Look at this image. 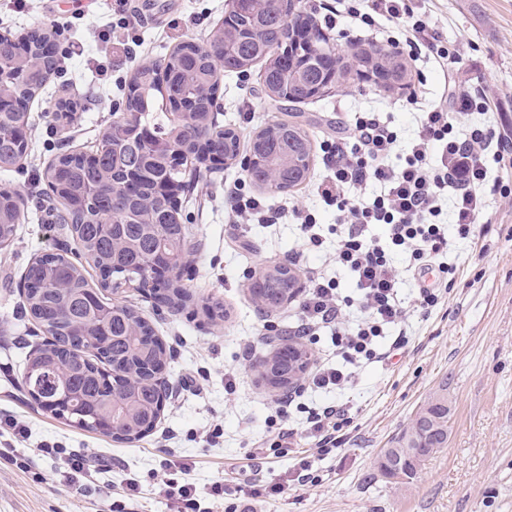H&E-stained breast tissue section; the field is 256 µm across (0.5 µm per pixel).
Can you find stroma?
Listing matches in <instances>:
<instances>
[{"label":"stroma","instance_id":"obj_1","mask_svg":"<svg viewBox=\"0 0 512 512\" xmlns=\"http://www.w3.org/2000/svg\"><path fill=\"white\" fill-rule=\"evenodd\" d=\"M129 3L141 22L128 30L115 28L113 0H25L0 21V34L19 37L41 27L53 32L56 45L78 52L29 103L27 153L16 169L0 172V185L18 189L22 197L21 222L13 239L0 246V414L24 424L26 447L59 442L111 457L112 470L100 478L102 495L134 478L140 482L135 512H167L154 479L164 450L194 462L191 478L204 492L222 481L274 485L294 464V455L271 454L253 468L245 466L254 441L267 433L269 405L282 392L260 379L241 353L245 343L254 341L262 360L279 347L275 335L287 330L295 305L261 312L252 284L266 268L291 261L302 246L290 220L272 227L229 221L224 188L245 178L239 162L199 164L179 202L188 239L196 247L182 277L191 301L172 313L157 307L149 294L128 288L118 295L171 351L165 376L175 393L156 427L139 441L125 442L59 419L24 393L25 359L39 341L23 314L25 269L45 250L75 247L48 197L47 167L58 154L92 149L100 131L122 114L125 82L137 63L159 61L185 41L206 45L229 10L227 0ZM426 7L449 41L463 46V67L455 81H480L501 100L495 122L512 124V0H428ZM105 33L113 34V42L102 41ZM101 63L109 68V80L97 72ZM263 69L259 62L244 74H222L214 122L233 128L244 143L274 121L301 123L315 147L309 180L278 195L259 188L254 194L276 208L308 205L321 224H333V211L324 209L316 195L324 173L321 141L334 133L337 122L365 110L411 130L407 101L413 90L386 91L351 78L283 109L268 98ZM64 100L76 105L67 119L58 112ZM488 199V222L477 224L473 240L456 244L457 269L448 277L444 305L415 316L408 346L385 364L367 366L358 385L339 395V402L350 407L346 442L312 458L315 485L244 501L243 512H512V203L494 191ZM210 296L223 301V316L206 313L204 301ZM229 370L235 373L232 394L225 390ZM199 372L207 376L206 391L196 395L182 381ZM442 387L450 408L446 448L411 483L381 477V452ZM215 424L223 429L216 445L201 436ZM40 467L50 478L36 485L0 464V512H93L92 501L53 477L51 461H41Z\"/></svg>","mask_w":512,"mask_h":512}]
</instances>
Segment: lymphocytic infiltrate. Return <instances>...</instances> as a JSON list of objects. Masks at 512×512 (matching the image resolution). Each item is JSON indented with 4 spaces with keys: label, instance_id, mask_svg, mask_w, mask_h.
<instances>
[{
    "label": "lymphocytic infiltrate",
    "instance_id": "f902f5d3",
    "mask_svg": "<svg viewBox=\"0 0 512 512\" xmlns=\"http://www.w3.org/2000/svg\"><path fill=\"white\" fill-rule=\"evenodd\" d=\"M347 12L372 42L425 53L445 70L459 62L457 45L444 38L431 16L416 12L411 0H350ZM417 109L411 137H402L379 113L358 112L322 141L326 174L317 194L336 213L331 230H324L309 211H292L307 250L320 249L326 234L335 235L336 266L356 286L355 296H345L321 270L307 272V291L289 332L312 339L331 332L338 357L337 362L314 367L313 388L344 390L354 382V367L384 361L378 338L392 337L396 350L406 345L408 318L431 312L445 290L435 282L402 296L396 256H403L419 277L451 273L449 231L461 239L472 235L489 208V165L512 155V130L490 121V100L481 84L458 94H441L437 100L418 103ZM225 209L229 218L251 224L271 225L282 217L238 182L225 190ZM376 224L386 226V241L371 235ZM346 414L337 404L309 410L307 422L318 455L329 454L343 441ZM44 458L53 460L60 482L81 496L91 494L96 475L109 466L99 455L59 445L0 448L1 461L36 483L44 480L38 465ZM191 469L185 460L165 459L158 490L169 512H209V498L224 501L225 512H236L241 494L264 498L286 492L292 483L305 486L316 481L310 462L303 459L294 465L289 483H254L246 488L216 483L204 496L188 478Z\"/></svg>",
    "mask_w": 512,
    "mask_h": 512
}]
</instances>
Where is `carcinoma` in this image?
<instances>
[{"label":"carcinoma","mask_w":512,"mask_h":512,"mask_svg":"<svg viewBox=\"0 0 512 512\" xmlns=\"http://www.w3.org/2000/svg\"><path fill=\"white\" fill-rule=\"evenodd\" d=\"M234 31L205 46L188 41L153 66L131 74L125 111L135 114L140 136L117 152L122 117L101 132L92 159L84 153L59 155L46 170L50 197L61 206L77 253H44L24 275L26 310L50 339L26 360L23 385L39 404L86 431L100 430L109 417L116 433L137 440L160 413L154 369L167 353L149 340L153 332L133 307L112 301L126 285L148 292L172 311L190 300L180 274L148 275L161 264L179 267L186 251V226L171 192L185 187L189 157L233 158L240 139L232 129L215 130L213 112L220 72L243 73L266 62L262 79L271 99L301 103L324 93L329 84L355 72L378 71L383 48L370 47L350 57L327 56L330 46L317 23L271 0L254 20L247 5L224 18ZM53 35L34 30L14 40L0 36V171L15 168L28 147L27 113L17 108L32 101L57 70L49 50ZM167 101L171 116L154 110L156 96ZM169 145L155 153L154 142ZM312 142L296 122H275L250 141V180L271 194L286 192L310 175ZM18 190L0 187V244L12 239L20 218ZM111 278L89 286L80 259ZM295 283L293 269L279 264L262 280L257 297L263 308H281ZM284 374L303 372L302 357L291 351L260 361ZM448 395L430 396L411 423L384 451L380 475L400 483L416 479L425 463L448 443Z\"/></svg>","instance_id":"carcinoma-1"}]
</instances>
